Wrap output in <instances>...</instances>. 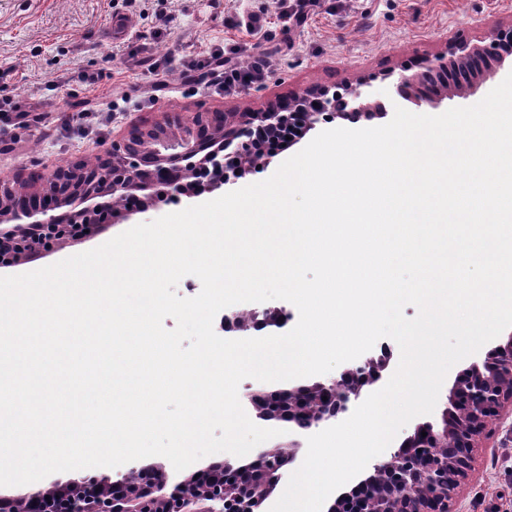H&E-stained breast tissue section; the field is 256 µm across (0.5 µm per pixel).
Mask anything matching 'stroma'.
Wrapping results in <instances>:
<instances>
[{"mask_svg": "<svg viewBox=\"0 0 512 512\" xmlns=\"http://www.w3.org/2000/svg\"><path fill=\"white\" fill-rule=\"evenodd\" d=\"M279 0H0V100L41 112L37 125L0 122V178H28L66 163L105 157L135 124L170 113L250 112L307 91L343 92L359 80L387 111L415 114L478 103V96L420 104L393 94L385 73H422V62L450 42L474 44L512 25V0H319L304 24ZM264 54L261 80L232 92L171 79L184 60L216 47ZM91 99L93 109L79 103ZM160 201L132 221L108 226L84 243L19 266L31 272L94 249L132 224L212 199ZM472 473L457 512H512V416L472 451Z\"/></svg>", "mask_w": 512, "mask_h": 512, "instance_id": "stroma-1", "label": "stroma"}]
</instances>
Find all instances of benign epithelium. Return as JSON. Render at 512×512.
Returning <instances> with one entry per match:
<instances>
[{"label":"benign epithelium","mask_w":512,"mask_h":512,"mask_svg":"<svg viewBox=\"0 0 512 512\" xmlns=\"http://www.w3.org/2000/svg\"><path fill=\"white\" fill-rule=\"evenodd\" d=\"M512 47V27L490 33L484 45H449L448 59L438 57L418 76L401 74L395 93L411 98L418 80H443L434 101L474 95L487 77L503 67V45ZM359 81L348 86V99L325 89L291 100L288 109L262 112H197L185 121L170 115L162 122L142 123L112 141L107 157L95 168L76 164L30 179L26 195L12 194L11 181L0 179V234L9 235L0 247H16V264L74 241L70 236L34 234L67 225L95 228L109 215L130 218L129 199L144 192L155 201L164 194L179 199L192 195L197 174L211 175V188L230 183V171L243 173L244 154L256 167L268 165L256 133H276L302 124L311 129L325 113L352 106L342 116L355 118L385 111L383 103L366 101ZM315 104V110L309 104ZM280 309H224L223 328L247 332L253 323ZM385 356L370 353L345 364L334 377L317 375L305 383L279 389L249 383L239 400L254 422L288 418L297 434L313 435L338 422L367 397L365 387L381 377ZM327 400H322V397ZM512 411V333L498 336L492 346L455 377L439 425L419 423L396 448L385 451L363 479L347 483L328 497L324 512H453L457 489L471 472V452L491 431L489 425ZM309 417L304 426L293 420ZM426 435H421V432ZM448 442L441 452L437 447ZM286 461L277 449L262 450L254 462L226 459L196 467L175 483L158 466L132 461L113 474L85 475L26 493L0 492V512H270L272 493L288 466L296 461L300 441L288 442Z\"/></svg>","instance_id":"benign-epithelium-1"}]
</instances>
